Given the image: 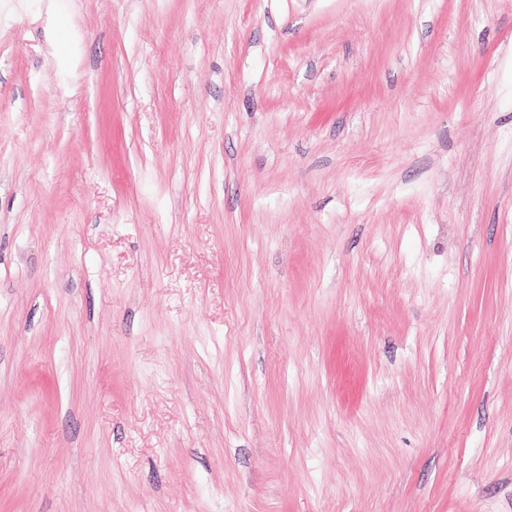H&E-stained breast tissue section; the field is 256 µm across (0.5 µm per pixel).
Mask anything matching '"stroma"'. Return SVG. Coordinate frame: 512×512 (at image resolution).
I'll use <instances>...</instances> for the list:
<instances>
[{"label":"stroma","mask_w":512,"mask_h":512,"mask_svg":"<svg viewBox=\"0 0 512 512\" xmlns=\"http://www.w3.org/2000/svg\"><path fill=\"white\" fill-rule=\"evenodd\" d=\"M0 512H512V0H0Z\"/></svg>","instance_id":"stroma-1"}]
</instances>
